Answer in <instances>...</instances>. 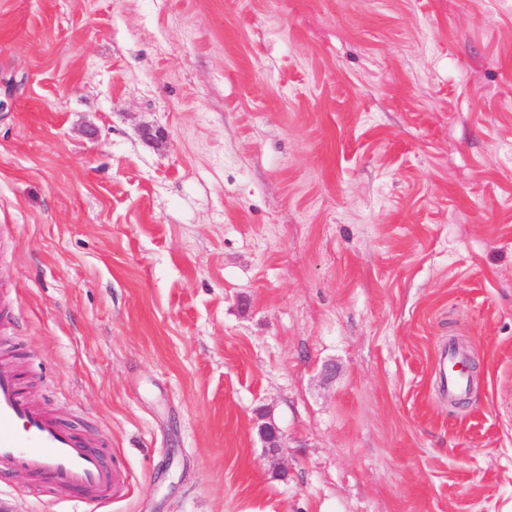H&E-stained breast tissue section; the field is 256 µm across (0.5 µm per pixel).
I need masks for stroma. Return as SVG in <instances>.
Masks as SVG:
<instances>
[{
	"label": "stroma",
	"mask_w": 512,
	"mask_h": 512,
	"mask_svg": "<svg viewBox=\"0 0 512 512\" xmlns=\"http://www.w3.org/2000/svg\"><path fill=\"white\" fill-rule=\"evenodd\" d=\"M1 322L99 512H512V0H0ZM463 367L469 368L465 362ZM463 367L462 357L451 346L441 347L439 392L443 397L458 399L467 396L469 379ZM258 435L263 443L264 454L270 460H279L286 446L285 437L273 422L258 425Z\"/></svg>",
	"instance_id": "1"
}]
</instances>
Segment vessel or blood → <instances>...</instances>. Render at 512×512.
Here are the masks:
<instances>
[{
  "instance_id": "vessel-or-blood-1",
  "label": "vessel or blood",
  "mask_w": 512,
  "mask_h": 512,
  "mask_svg": "<svg viewBox=\"0 0 512 512\" xmlns=\"http://www.w3.org/2000/svg\"><path fill=\"white\" fill-rule=\"evenodd\" d=\"M439 392L451 399L469 392L462 358L448 345L440 352ZM105 446L104 440L74 431L31 402L18 368L0 362V474H35L40 491L52 495L78 491L84 512H95L111 502L120 483Z\"/></svg>"
}]
</instances>
